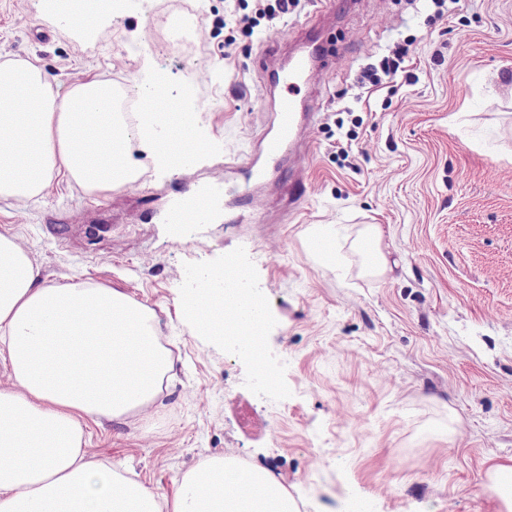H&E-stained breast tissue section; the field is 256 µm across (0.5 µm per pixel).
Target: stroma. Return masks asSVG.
Masks as SVG:
<instances>
[{
	"mask_svg": "<svg viewBox=\"0 0 512 512\" xmlns=\"http://www.w3.org/2000/svg\"><path fill=\"white\" fill-rule=\"evenodd\" d=\"M258 0H117L79 34L44 0H0V57L41 59L59 88H126L163 75L197 115L206 150L176 172L88 194L56 177L0 201V231L49 280L124 290L166 323L173 369L150 406L90 426V455L159 494L190 468L234 457L273 472L299 512H499L487 471L512 459V0H300L284 20ZM326 54L296 98L311 105L265 184L192 234L173 199L265 165L282 95L271 81L300 47ZM408 43L418 81L367 93L368 64ZM350 145L349 158L337 147ZM302 197L289 209L288 195ZM383 225L398 264L366 275L352 240ZM335 230L342 264L315 257ZM237 259L267 305L274 383L231 339L196 336L180 313L201 271Z\"/></svg>",
	"mask_w": 512,
	"mask_h": 512,
	"instance_id": "stroma-1",
	"label": "stroma"
}]
</instances>
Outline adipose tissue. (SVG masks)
<instances>
[{"label": "adipose tissue", "mask_w": 512, "mask_h": 512, "mask_svg": "<svg viewBox=\"0 0 512 512\" xmlns=\"http://www.w3.org/2000/svg\"><path fill=\"white\" fill-rule=\"evenodd\" d=\"M72 29L95 32L100 0H52ZM125 93L90 78L55 89L35 58L0 59V199L24 201L62 175L84 192L138 181L147 166H189L202 154L187 105L149 101L129 117ZM364 270L390 267L381 225L353 241ZM181 309L198 335L234 336L261 360L263 306L239 288H203ZM157 312L122 289L88 281L52 282L0 232V358L16 388L0 389V512H299L267 470L229 457L185 472L160 498L85 453L90 424L120 421L150 404L173 369Z\"/></svg>", "instance_id": "1"}]
</instances>
